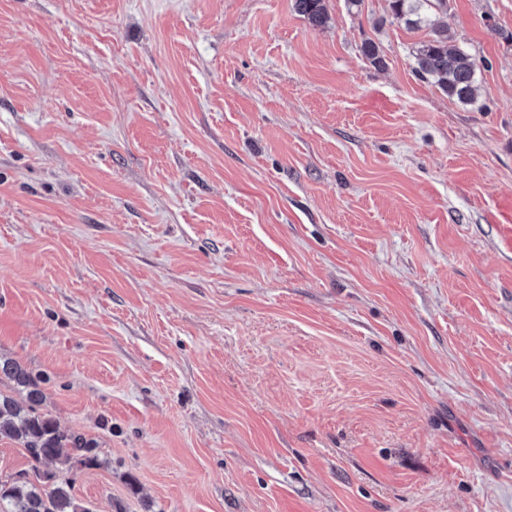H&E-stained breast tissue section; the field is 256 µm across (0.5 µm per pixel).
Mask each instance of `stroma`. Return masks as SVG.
<instances>
[{"instance_id": "1", "label": "stroma", "mask_w": 512, "mask_h": 512, "mask_svg": "<svg viewBox=\"0 0 512 512\" xmlns=\"http://www.w3.org/2000/svg\"><path fill=\"white\" fill-rule=\"evenodd\" d=\"M327 6L0 0V357L95 512H512V0L432 15L472 106ZM293 8L315 28L325 27L330 20L326 0H293Z\"/></svg>"}]
</instances>
